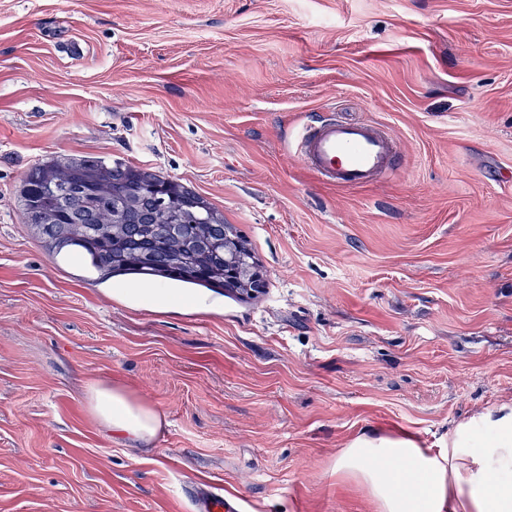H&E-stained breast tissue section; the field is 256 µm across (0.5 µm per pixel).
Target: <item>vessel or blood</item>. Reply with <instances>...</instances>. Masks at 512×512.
Instances as JSON below:
<instances>
[{
	"label": "vessel or blood",
	"instance_id": "vessel-or-blood-1",
	"mask_svg": "<svg viewBox=\"0 0 512 512\" xmlns=\"http://www.w3.org/2000/svg\"><path fill=\"white\" fill-rule=\"evenodd\" d=\"M296 155L323 182L354 188L390 175L398 157L395 140L382 128L334 115H319L296 136ZM195 512H239L234 500L209 486L197 487Z\"/></svg>",
	"mask_w": 512,
	"mask_h": 512
}]
</instances>
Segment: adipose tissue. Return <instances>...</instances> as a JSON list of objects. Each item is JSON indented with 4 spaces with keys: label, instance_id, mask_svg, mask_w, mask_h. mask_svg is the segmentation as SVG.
Returning <instances> with one entry per match:
<instances>
[{
    "label": "adipose tissue",
    "instance_id": "1",
    "mask_svg": "<svg viewBox=\"0 0 512 512\" xmlns=\"http://www.w3.org/2000/svg\"><path fill=\"white\" fill-rule=\"evenodd\" d=\"M87 403L100 426L145 448L167 424L163 412L118 382H90ZM334 470L377 512H512V403L462 425L448 452L407 437L363 435L339 452Z\"/></svg>",
    "mask_w": 512,
    "mask_h": 512
}]
</instances>
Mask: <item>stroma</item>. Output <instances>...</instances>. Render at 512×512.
I'll return each mask as SVG.
<instances>
[{
  "label": "stroma",
  "mask_w": 512,
  "mask_h": 512,
  "mask_svg": "<svg viewBox=\"0 0 512 512\" xmlns=\"http://www.w3.org/2000/svg\"><path fill=\"white\" fill-rule=\"evenodd\" d=\"M386 127L395 175L321 182L293 134ZM96 155L170 175L245 237L254 296L156 310L24 224L26 171ZM512 0H0V512H375L358 435L448 448L512 401ZM164 412L141 448L87 384ZM195 512H239L233 499L224 497L221 490L209 486H198L194 494Z\"/></svg>",
  "instance_id": "obj_1"
}]
</instances>
